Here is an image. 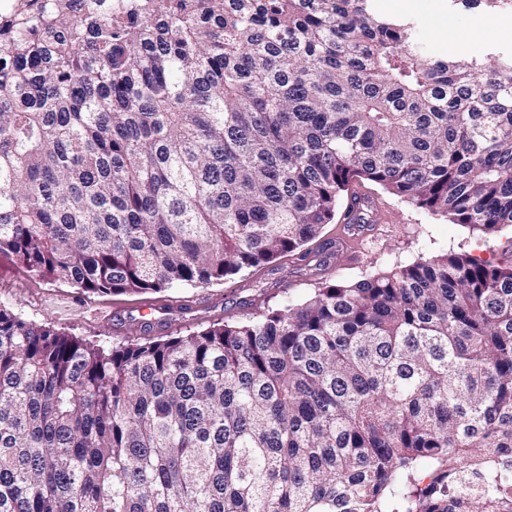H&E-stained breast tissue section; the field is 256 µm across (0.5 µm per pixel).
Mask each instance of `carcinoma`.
I'll list each match as a JSON object with an SVG mask.
<instances>
[{
	"mask_svg": "<svg viewBox=\"0 0 512 512\" xmlns=\"http://www.w3.org/2000/svg\"><path fill=\"white\" fill-rule=\"evenodd\" d=\"M373 0H13L0 255L204 286L375 223L369 183L512 225V50ZM512 12V0H450ZM0 512H512V264L469 254L106 348L0 308Z\"/></svg>",
	"mask_w": 512,
	"mask_h": 512,
	"instance_id": "cac0c4a2",
	"label": "carcinoma"
}]
</instances>
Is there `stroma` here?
<instances>
[{
    "mask_svg": "<svg viewBox=\"0 0 512 512\" xmlns=\"http://www.w3.org/2000/svg\"><path fill=\"white\" fill-rule=\"evenodd\" d=\"M384 15L412 19L422 41L451 56L485 54L512 47V34L483 26V9L455 11L449 0H375ZM377 221L362 235L345 237L342 225H324L311 249L343 239L339 252L313 274L299 269L294 257L204 287L175 286L160 292L88 293L26 272L14 258L0 256V306L24 319L109 347L140 337L138 320L152 321L151 336H181L215 324H233L300 303L319 287L359 280L400 265L444 254L468 253L495 263L507 262L504 249L512 227L487 235L451 224L414 204L368 185Z\"/></svg>",
    "mask_w": 512,
    "mask_h": 512,
    "instance_id": "obj_1",
    "label": "stroma"
}]
</instances>
